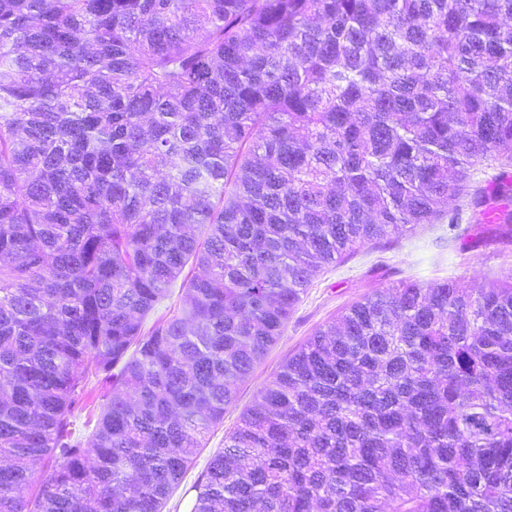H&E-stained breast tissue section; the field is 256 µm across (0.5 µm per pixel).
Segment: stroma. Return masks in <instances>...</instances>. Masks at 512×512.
Segmentation results:
<instances>
[{
  "label": "stroma",
  "mask_w": 512,
  "mask_h": 512,
  "mask_svg": "<svg viewBox=\"0 0 512 512\" xmlns=\"http://www.w3.org/2000/svg\"><path fill=\"white\" fill-rule=\"evenodd\" d=\"M512 270V242L490 234L478 248L463 249L461 241L448 238L444 224H425L411 236L392 239L373 249H363L326 267L313 281L295 308L285 334L271 347L251 376L241 382L235 403L224 421L211 429L181 488L165 512H187L189 488L197 481L210 457L222 449L224 438L238 424L257 391L280 369L312 333L351 304L390 283L411 278L424 283L453 279L460 284L486 281Z\"/></svg>",
  "instance_id": "stroma-1"
}]
</instances>
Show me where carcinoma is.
<instances>
[{"label":"carcinoma","instance_id":"obj_1","mask_svg":"<svg viewBox=\"0 0 512 512\" xmlns=\"http://www.w3.org/2000/svg\"><path fill=\"white\" fill-rule=\"evenodd\" d=\"M490 161L512 0H0V512H163L319 273ZM468 209L511 239L512 176ZM192 489L190 512H512V273L351 305ZM84 397L79 402L75 410V424L77 429V436L82 442L87 443L95 425L96 414L98 413L101 404L105 403L107 391L94 376L90 377L84 388ZM92 414L93 420L91 423L86 424L89 415Z\"/></svg>","mask_w":512,"mask_h":512}]
</instances>
